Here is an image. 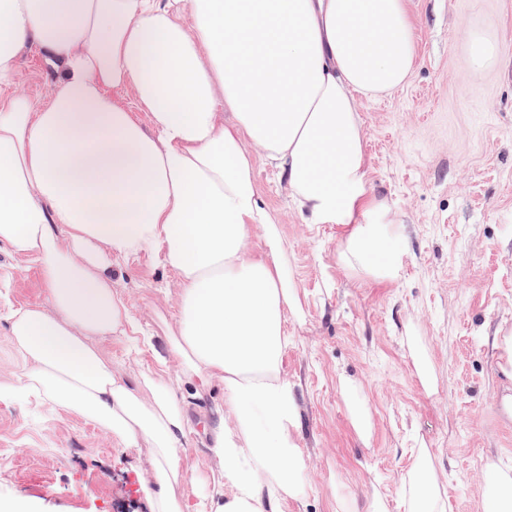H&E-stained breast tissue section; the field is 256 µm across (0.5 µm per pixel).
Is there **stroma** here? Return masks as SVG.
I'll return each mask as SVG.
<instances>
[{"label": "stroma", "mask_w": 512, "mask_h": 512, "mask_svg": "<svg viewBox=\"0 0 512 512\" xmlns=\"http://www.w3.org/2000/svg\"><path fill=\"white\" fill-rule=\"evenodd\" d=\"M416 61L407 83L359 98L368 190L403 240L400 272L368 279L341 263L344 228L310 224L284 178L251 147L254 182L275 218L302 308L281 374L294 389L305 491L280 512H409L405 489L422 458L444 512H486L482 472H512V378L498 340L512 336V0H405ZM496 60L475 73L474 33ZM49 103L54 78L34 46L12 85ZM112 279L138 332L102 342L112 374L153 373L184 409L188 463L180 487L210 499L220 468L207 428L224 388H198L177 363L158 367L179 304L157 253L118 260ZM40 269L0 245V501L35 512H152L148 443L120 447L101 427L25 396L26 362L7 334L12 309L44 301ZM366 429H358L355 411Z\"/></svg>", "instance_id": "obj_1"}]
</instances>
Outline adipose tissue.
Instances as JSON below:
<instances>
[{"instance_id": "1", "label": "adipose tissue", "mask_w": 512, "mask_h": 512, "mask_svg": "<svg viewBox=\"0 0 512 512\" xmlns=\"http://www.w3.org/2000/svg\"><path fill=\"white\" fill-rule=\"evenodd\" d=\"M33 45L55 75L44 106L2 92ZM415 57L405 0H0V243L38 263L45 291L11 311L8 334L29 395L122 447L150 443L154 512H196L175 493L187 418L149 376L144 403L101 352L135 327L113 259L161 254L180 289L166 358L198 387L224 385L209 437L235 492L216 488L209 512L298 497L306 465L280 365L301 308L248 147L308 223L346 226L344 265L396 279L401 233L367 189L357 98L402 86ZM125 88L149 126L115 98ZM255 227L257 255L244 247Z\"/></svg>"}]
</instances>
